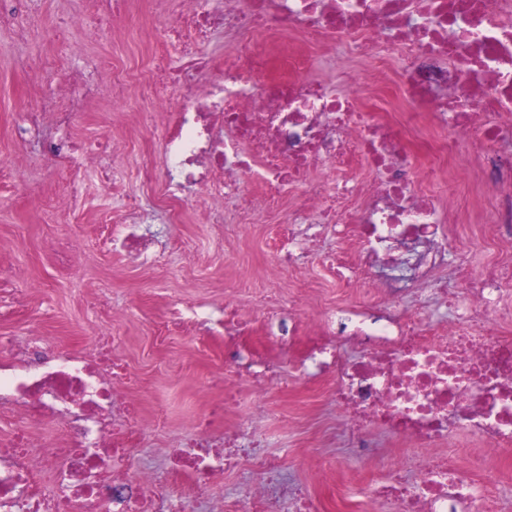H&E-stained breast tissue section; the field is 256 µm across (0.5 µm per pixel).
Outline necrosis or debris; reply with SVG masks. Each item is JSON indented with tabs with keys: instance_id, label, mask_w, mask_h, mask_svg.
<instances>
[{
	"instance_id": "4bbe7bcc",
	"label": "necrosis or debris",
	"mask_w": 512,
	"mask_h": 512,
	"mask_svg": "<svg viewBox=\"0 0 512 512\" xmlns=\"http://www.w3.org/2000/svg\"><path fill=\"white\" fill-rule=\"evenodd\" d=\"M160 46L134 66L111 68L102 55L88 70L111 69L112 81L62 80L66 106L28 114L45 157L67 160L72 181L85 167L110 180L107 158L125 137L89 145L69 135L84 104L111 99L114 109L143 113L162 131L159 153L142 154L139 176L152 207L168 223H184L187 191L208 192L212 219L242 189V175L264 185L271 204L297 186L305 191L280 237L282 262L304 272L314 249L308 227H342L356 237L354 264L337 262V281L354 299L300 322L295 300L279 292L251 295L268 333L292 349L309 329L304 355L309 379L328 378L326 396L340 409L355 448L382 428L409 446V460L386 459L370 480L373 500L394 512H496V489L480 474L462 475L447 453L448 430L480 436L484 456L512 447V336L490 331L485 314L512 322V0H182ZM234 52L215 63L202 47L213 31ZM342 43L347 70L337 90L308 77L319 51ZM403 50L397 87L405 106L363 105L365 62ZM140 94L126 96L128 85ZM185 86L188 103L170 109L167 93ZM468 140L481 167L463 202L421 182L455 180ZM377 171L370 189L356 163ZM489 208L491 227L479 240L498 257L479 276L459 266L458 291L441 289L448 327L438 331L418 315L402 314L393 286L408 275L428 281L448 249L453 225ZM112 245L135 263L160 258V243L137 197H129ZM350 323L359 360H344L337 317ZM22 428L0 434V512H187L174 484L134 471L131 448L143 432L134 383L99 344L53 352L0 336V409ZM226 400L208 403L170 468L204 496L210 512H316L312 497L283 478L279 457L262 453L264 418L229 427ZM247 467L257 487L232 506L210 497L224 470Z\"/></svg>"
}]
</instances>
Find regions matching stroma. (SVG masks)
Wrapping results in <instances>:
<instances>
[{"label":"stroma","instance_id":"obj_1","mask_svg":"<svg viewBox=\"0 0 512 512\" xmlns=\"http://www.w3.org/2000/svg\"><path fill=\"white\" fill-rule=\"evenodd\" d=\"M91 0H27L26 10L41 21L29 40L0 28V296L29 288L24 306L0 307V334L19 341L40 337L57 350L74 343L113 340L112 351L141 381L146 411L166 412L169 426L146 433L132 450L135 467L147 468L163 481L170 448L187 435L207 392V373L224 371V343L194 324L170 331L165 327L173 302H204L223 293L266 285L278 270L281 287L292 275L278 266L277 234L288 219L280 211L274 221L251 228L210 224L203 215L211 201L199 191L187 202L195 222L168 227L166 263L154 269L131 265L107 239L130 195L141 192L138 175L141 140L114 154L117 176L102 181L95 169L83 175V197L77 209L56 213L51 201L67 176L64 161H32L19 168L16 153L36 146L19 138L27 112L42 107L54 93L61 74L83 77L79 56L54 48L57 25L71 12H88ZM471 229H461L448 243L444 266L418 293L402 296L401 308L430 323L444 325L448 311L438 302L434 284L451 282L459 263L481 271L491 256L474 245ZM70 241L82 249L80 263L59 251ZM339 244L328 231L306 260L309 290L333 303L343 290L323 263ZM239 393L238 420L254 412L266 414V450L281 457L290 479L308 489L320 512H337L340 498L353 496L360 512H384L383 505L362 491L370 468L359 458L337 420L338 410L322 391H309L291 364L277 382L257 390L252 377L232 373Z\"/></svg>","mask_w":512,"mask_h":512}]
</instances>
